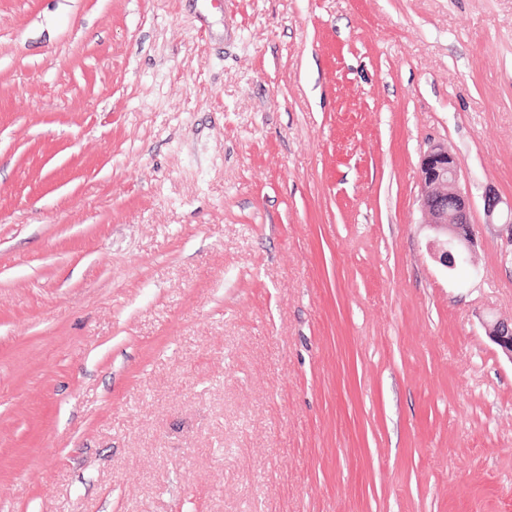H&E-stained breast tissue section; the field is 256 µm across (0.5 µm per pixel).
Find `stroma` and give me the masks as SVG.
<instances>
[{"label":"stroma","instance_id":"35a3bbf8","mask_svg":"<svg viewBox=\"0 0 512 512\" xmlns=\"http://www.w3.org/2000/svg\"><path fill=\"white\" fill-rule=\"evenodd\" d=\"M488 188L512 0H0V512H512ZM461 170L458 157L443 144L431 145L421 156L419 205L434 233L431 254L447 271L466 265L476 242L472 200L460 186Z\"/></svg>","mask_w":512,"mask_h":512}]
</instances>
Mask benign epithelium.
Wrapping results in <instances>:
<instances>
[{
    "instance_id": "1",
    "label": "benign epithelium",
    "mask_w": 512,
    "mask_h": 512,
    "mask_svg": "<svg viewBox=\"0 0 512 512\" xmlns=\"http://www.w3.org/2000/svg\"><path fill=\"white\" fill-rule=\"evenodd\" d=\"M461 170L458 157L442 144L431 145L421 156L419 205L425 224L434 233L429 248L435 260L449 271L467 264L476 242L470 217L472 200L460 186ZM483 203L488 223L512 224V202L502 210V199L488 188ZM484 328L512 362V321L486 322Z\"/></svg>"
}]
</instances>
